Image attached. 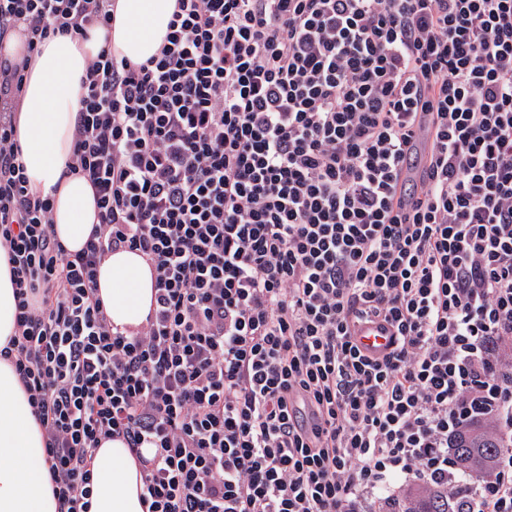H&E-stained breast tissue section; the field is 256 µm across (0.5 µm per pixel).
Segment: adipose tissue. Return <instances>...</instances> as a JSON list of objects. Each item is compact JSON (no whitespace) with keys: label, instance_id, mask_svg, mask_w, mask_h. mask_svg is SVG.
Here are the masks:
<instances>
[{"label":"adipose tissue","instance_id":"adipose-tissue-1","mask_svg":"<svg viewBox=\"0 0 512 512\" xmlns=\"http://www.w3.org/2000/svg\"><path fill=\"white\" fill-rule=\"evenodd\" d=\"M175 5L176 0H116L111 27L96 30L86 42L51 38L33 57L17 139L29 188L51 197L53 229L68 251L82 248L98 223L89 183L67 171L83 94L80 78L104 45L134 62L155 55ZM97 289L112 325L133 330L149 312L154 278L138 252L119 250L100 265ZM44 458L42 429L13 366L0 358V512H58ZM93 473L91 512H144L139 468L124 442L102 443Z\"/></svg>","mask_w":512,"mask_h":512}]
</instances>
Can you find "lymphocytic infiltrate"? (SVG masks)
I'll return each instance as SVG.
<instances>
[{"instance_id":"lymphocytic-infiltrate-1","label":"lymphocytic infiltrate","mask_w":512,"mask_h":512,"mask_svg":"<svg viewBox=\"0 0 512 512\" xmlns=\"http://www.w3.org/2000/svg\"><path fill=\"white\" fill-rule=\"evenodd\" d=\"M113 9L0 0V355L60 512H90L116 439L147 512H363L411 484L512 512V0H177L156 55L104 47L81 78L99 223L72 253L16 114L40 45ZM121 249L155 275L133 332L96 294ZM483 417L504 446L471 476L455 435ZM7 253L0 247V349L14 335V297ZM361 347L372 353L382 351L388 343V331L378 323L364 324L358 330Z\"/></svg>"}]
</instances>
